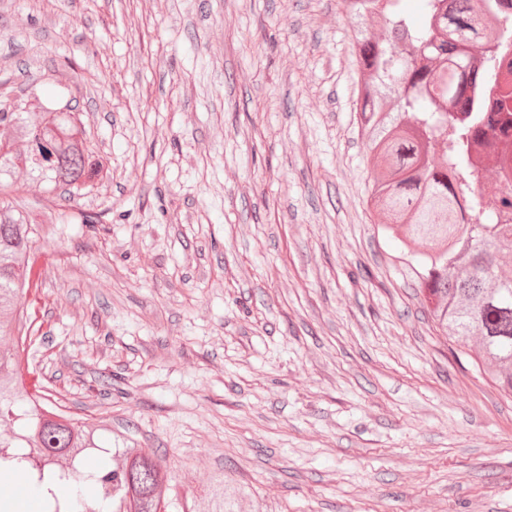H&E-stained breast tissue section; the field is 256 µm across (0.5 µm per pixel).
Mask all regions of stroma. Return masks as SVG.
<instances>
[{
	"label": "stroma",
	"instance_id": "1",
	"mask_svg": "<svg viewBox=\"0 0 512 512\" xmlns=\"http://www.w3.org/2000/svg\"><path fill=\"white\" fill-rule=\"evenodd\" d=\"M342 0H0V92H71L107 176L45 199L28 364L207 512H512V399L366 198ZM97 216L94 224L82 215ZM112 380V394L96 389ZM241 494L240 488L224 483V474L213 475L209 486V512H238Z\"/></svg>",
	"mask_w": 512,
	"mask_h": 512
}]
</instances>
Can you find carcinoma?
<instances>
[{"label":"carcinoma","mask_w":512,"mask_h":512,"mask_svg":"<svg viewBox=\"0 0 512 512\" xmlns=\"http://www.w3.org/2000/svg\"><path fill=\"white\" fill-rule=\"evenodd\" d=\"M352 17L371 18L377 31L358 30L354 53L361 75L354 96L361 130L368 138L371 183L367 202L379 229L400 243V259L418 279L433 322L460 348L472 366L512 397V278L498 274L499 257L512 252V219L496 210H512V195L502 194L498 209L487 206L470 176L467 148L487 132L484 125L461 123L448 115V101L464 98L475 70L469 58L482 38L475 0H420L424 20L417 25L404 0H351ZM509 46L484 58L480 77L499 74ZM53 98L0 95V315L14 329H0V465L16 464L27 482L45 475L61 482L91 481L94 499L60 501L52 496L48 512H158L172 471L166 457L135 448H99L86 422L61 412L55 396L38 380L19 378L21 351L29 339L24 298L34 285L33 263L39 226L13 205L3 189L17 169L32 182L61 189L71 198L88 193L106 175L101 156L85 146L79 113ZM37 102L40 120L27 108ZM491 111L499 121L512 118V86L498 84ZM50 142L48 164L13 145L27 142L35 128ZM111 458L93 471L80 468L90 452ZM242 491L213 475L210 512H238Z\"/></svg>","instance_id":"obj_1"}]
</instances>
